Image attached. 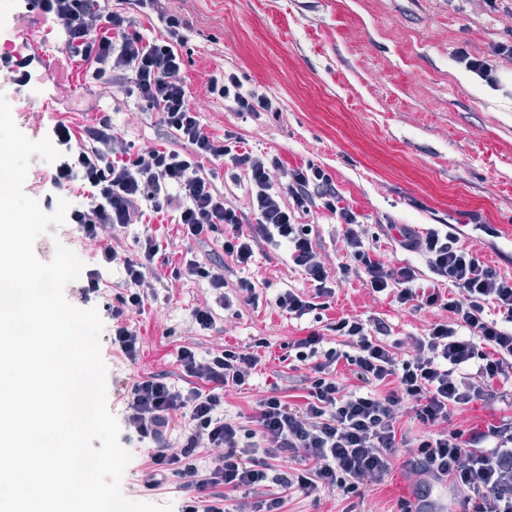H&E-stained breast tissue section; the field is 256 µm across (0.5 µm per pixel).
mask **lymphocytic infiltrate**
Instances as JSON below:
<instances>
[{
	"instance_id": "obj_1",
	"label": "lymphocytic infiltrate",
	"mask_w": 512,
	"mask_h": 512,
	"mask_svg": "<svg viewBox=\"0 0 512 512\" xmlns=\"http://www.w3.org/2000/svg\"><path fill=\"white\" fill-rule=\"evenodd\" d=\"M18 21L35 12L57 26L70 57L83 68L85 82L113 81L149 109L161 112L176 145L131 154L128 142L108 117L72 128L56 122L50 135L64 153L51 177L54 189L81 183L85 194L70 205L69 223L98 244L96 263L79 289L82 298L97 293L111 272L126 286L112 307L111 344L137 363L142 338L130 317L143 313L151 299L149 279L160 247L152 234L141 239L133 258L118 244L121 233L142 222L146 212L170 209L182 236L206 245L211 232L223 229L222 248L236 264H249L259 241L285 247L288 259L313 287L312 294L286 289L275 305L300 319L326 308L335 293L337 274L313 237V228L298 223L297 213L324 209L342 226L346 254L357 263L368 288L392 295L415 311L441 309L448 319L430 322L425 333L385 343L382 322L342 317L330 328L344 337L351 354L323 349L324 337L313 331L289 348L297 361H313L304 404L293 406L277 394L261 399L248 421L227 417V388L249 384L262 362L257 351L224 346L199 354L181 346L177 362L192 387H178L165 377L149 375L123 384V425L138 442L153 441L173 417L189 419V433L175 448H158L144 486L154 489L177 478L188 496L179 512H225L216 487L255 495L251 512H282L280 497H259L267 482L312 495L324 490L358 494L380 484L396 453L406 446L399 421L404 414L428 426L411 461L413 472L437 483L470 492L472 512H512V416L469 429L450 427L455 410L495 394V386L512 379V277L501 275L457 237L441 228L419 234L400 232V246L422 253L431 273L430 288H417L420 270L395 266L372 254L362 216L342 205L328 174L314 164L282 171L278 159L256 155L217 137L202 124L187 98L178 47L184 41L182 19L162 0H24ZM156 17L160 35L147 38L137 17ZM209 94L233 103L235 111L256 114L276 108L269 96L243 90L235 74L210 76ZM225 159L246 171L255 222L243 229L242 213L205 174L204 160ZM184 277L205 280L216 291L233 287L245 303L259 301L258 286L248 279L229 285L220 262L187 257ZM354 366L367 391H350L341 382L339 362ZM216 451L212 467L199 464L201 450ZM289 455L293 465L270 473L268 459ZM208 500H200V493Z\"/></svg>"
}]
</instances>
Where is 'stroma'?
<instances>
[{"label": "stroma", "instance_id": "stroma-1", "mask_svg": "<svg viewBox=\"0 0 512 512\" xmlns=\"http://www.w3.org/2000/svg\"><path fill=\"white\" fill-rule=\"evenodd\" d=\"M165 6L186 23L181 55L187 95L214 135L231 132L253 153L278 157L287 168L320 166L343 204L363 216L371 251L389 264L426 266L420 254L398 245L396 227L447 224L463 247L512 277V58L493 54L497 44L512 42V12H488L483 0H166ZM0 46L20 55L37 53L47 64L36 96L0 75L7 100L22 101L37 115L21 127L29 139L47 137L58 119L73 127L93 123L96 113L88 102L94 97L110 111L132 152L170 145L160 115L121 88L107 82L84 89L81 68L43 24L11 22L0 29ZM462 50L490 59L501 87H489L458 64ZM55 57L60 65H52ZM224 72L235 73L245 90L275 98L278 111L253 116L212 98L208 78ZM204 169L228 200L249 212L244 171H230L222 160L205 162ZM174 219L167 212L147 226L156 231L162 251L153 270L154 296L133 318L143 337L140 360L129 365L102 340L108 377L132 381L162 373L179 385L177 350L187 340L203 353L224 344L259 343L263 361L251 384L224 393L225 413L247 417L274 388L287 403L302 404L310 369L289 359L293 339L316 330L337 347L330 323L355 316L384 322L393 341L423 335L441 316L401 307L352 273L338 276L327 309L290 318L275 308L276 296L287 288L308 291L309 284L289 266L284 250L265 244L249 265L224 272L232 285L241 278L261 282L262 302L234 303L219 310L212 329H198L193 307L216 294L206 281L179 277L186 243ZM298 220L314 225L334 265L349 264L334 215L316 210ZM487 224L496 236L484 232ZM147 227L128 229L123 243L129 255H139L138 239ZM511 415L512 387L501 385L494 398L456 411L451 425L467 429ZM127 449L132 459L121 481L123 495L179 505L183 494L175 485L144 488L148 449L132 443ZM410 458L408 449H400L385 480L363 495L289 494L284 512H401L414 485Z\"/></svg>", "mask_w": 512, "mask_h": 512}]
</instances>
